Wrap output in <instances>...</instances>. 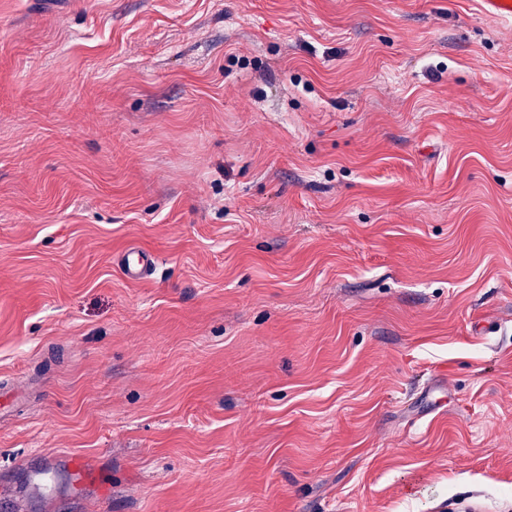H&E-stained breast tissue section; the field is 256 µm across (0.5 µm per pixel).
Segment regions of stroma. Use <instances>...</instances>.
<instances>
[{
	"label": "stroma",
	"mask_w": 512,
	"mask_h": 512,
	"mask_svg": "<svg viewBox=\"0 0 512 512\" xmlns=\"http://www.w3.org/2000/svg\"><path fill=\"white\" fill-rule=\"evenodd\" d=\"M0 378V512H512V24L0 0ZM157 257L136 245L128 247L116 260L122 277L131 283L148 280L154 273Z\"/></svg>",
	"instance_id": "1"
}]
</instances>
